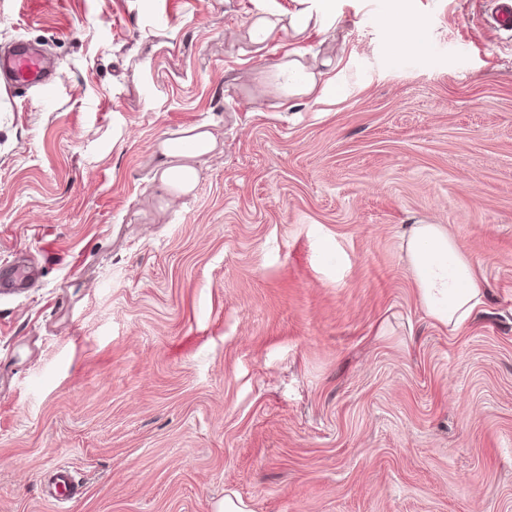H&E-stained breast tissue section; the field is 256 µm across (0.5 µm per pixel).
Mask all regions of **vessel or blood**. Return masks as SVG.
I'll return each mask as SVG.
<instances>
[{"label": "vessel or blood", "instance_id": "vessel-or-blood-1", "mask_svg": "<svg viewBox=\"0 0 512 512\" xmlns=\"http://www.w3.org/2000/svg\"><path fill=\"white\" fill-rule=\"evenodd\" d=\"M56 74L46 71L42 57L26 43L16 42L0 54V88L5 92L19 89L42 91L55 87ZM51 488L56 500L68 501L80 493V485L71 471L57 467L51 477Z\"/></svg>", "mask_w": 512, "mask_h": 512}]
</instances>
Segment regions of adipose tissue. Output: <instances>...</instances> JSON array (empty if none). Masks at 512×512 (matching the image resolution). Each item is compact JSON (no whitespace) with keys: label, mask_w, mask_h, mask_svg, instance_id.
<instances>
[{"label":"adipose tissue","mask_w":512,"mask_h":512,"mask_svg":"<svg viewBox=\"0 0 512 512\" xmlns=\"http://www.w3.org/2000/svg\"><path fill=\"white\" fill-rule=\"evenodd\" d=\"M403 242L426 315L449 331L459 330L483 299L472 262L440 224L410 225Z\"/></svg>","instance_id":"adipose-tissue-1"}]
</instances>
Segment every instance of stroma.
I'll use <instances>...</instances> for the list:
<instances>
[{"label":"stroma","instance_id":"35a3bbf8","mask_svg":"<svg viewBox=\"0 0 512 512\" xmlns=\"http://www.w3.org/2000/svg\"><path fill=\"white\" fill-rule=\"evenodd\" d=\"M299 8L0 0V49L63 73L0 91V270H38L0 294V512H512V32L486 0H336L301 34ZM284 64L335 67V98ZM409 224L480 276L457 332ZM166 159L162 173L163 182L167 185L180 188L183 191H189L195 184L197 172L192 166L175 164L172 165L174 160L185 156L184 141L183 139L169 140L163 153ZM403 242L426 315L449 332L459 330L483 299L472 262L440 224H410ZM51 488L57 501H68L80 493L79 481L65 466L55 469L51 477Z\"/></svg>","mask_w":512,"mask_h":512}]
</instances>
